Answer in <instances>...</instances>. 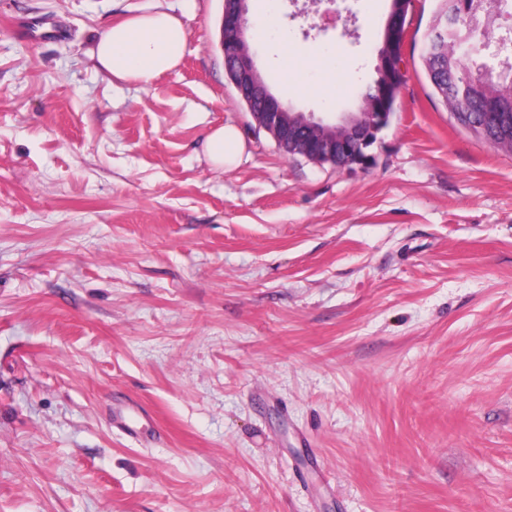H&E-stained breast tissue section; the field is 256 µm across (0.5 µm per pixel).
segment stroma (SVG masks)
<instances>
[{
    "mask_svg": "<svg viewBox=\"0 0 512 512\" xmlns=\"http://www.w3.org/2000/svg\"><path fill=\"white\" fill-rule=\"evenodd\" d=\"M281 3L249 36L272 93L357 111L390 0L319 31ZM436 6L413 0L397 108L347 171L256 129L220 0H0V512H512V152L427 81ZM153 10L181 65L112 80L99 32ZM224 125L245 150L217 171ZM244 146L240 132L232 125L213 129L206 139L207 155L216 170L234 167L243 154Z\"/></svg>",
    "mask_w": 512,
    "mask_h": 512,
    "instance_id": "35a3bbf8",
    "label": "stroma"
}]
</instances>
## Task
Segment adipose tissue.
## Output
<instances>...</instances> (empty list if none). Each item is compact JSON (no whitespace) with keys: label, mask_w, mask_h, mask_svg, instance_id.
Returning <instances> with one entry per match:
<instances>
[{"label":"adipose tissue","mask_w":512,"mask_h":512,"mask_svg":"<svg viewBox=\"0 0 512 512\" xmlns=\"http://www.w3.org/2000/svg\"><path fill=\"white\" fill-rule=\"evenodd\" d=\"M188 41L189 32L176 15L163 10L133 13L102 31L95 57L113 79L147 85L179 66ZM206 151L214 169H229L241 158L244 141L235 126H220L208 135Z\"/></svg>","instance_id":"ef3b65f1"}]
</instances>
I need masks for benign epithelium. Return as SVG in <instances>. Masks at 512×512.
<instances>
[{
  "instance_id": "1",
  "label": "benign epithelium",
  "mask_w": 512,
  "mask_h": 512,
  "mask_svg": "<svg viewBox=\"0 0 512 512\" xmlns=\"http://www.w3.org/2000/svg\"><path fill=\"white\" fill-rule=\"evenodd\" d=\"M220 44L232 83L246 101L257 126L271 135L279 148L294 150L316 163H330L340 169L369 165V149L391 120L392 93L404 74L403 47L407 36L405 0H391L385 38L378 50L376 70L379 99H361L359 111L342 112L328 121L313 112H296L284 104L262 79L246 39L248 0H222ZM501 16L496 0H487L478 12L470 14L465 27L456 24L455 14L440 12L433 21L434 40L448 37L467 42L466 63H475L479 50L503 35H494V22ZM448 108L457 123L502 147L512 145V123L499 121V114L462 112L456 96H448Z\"/></svg>"
}]
</instances>
